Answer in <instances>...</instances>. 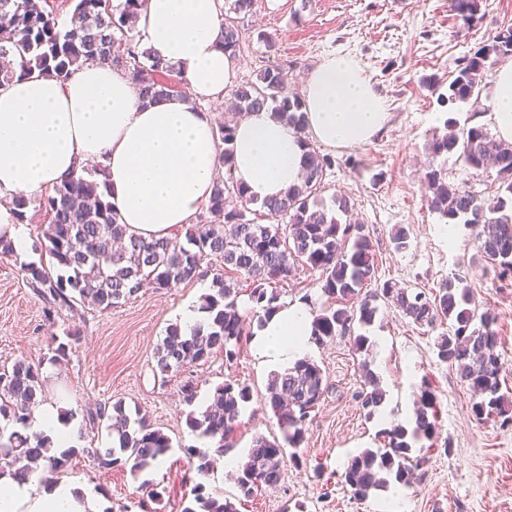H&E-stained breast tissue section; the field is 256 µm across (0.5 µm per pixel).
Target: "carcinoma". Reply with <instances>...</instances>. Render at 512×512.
Returning a JSON list of instances; mask_svg holds the SVG:
<instances>
[{"instance_id": "carcinoma-1", "label": "carcinoma", "mask_w": 512, "mask_h": 512, "mask_svg": "<svg viewBox=\"0 0 512 512\" xmlns=\"http://www.w3.org/2000/svg\"><path fill=\"white\" fill-rule=\"evenodd\" d=\"M227 2L221 43L234 59L243 48L244 21L255 13L258 0ZM448 5L465 21L480 11V0H448ZM142 6L143 0H76V22L62 30L52 14L33 0H0V85L35 72L65 80L84 62L103 59L124 69L142 97L150 101L175 93V86L165 80L174 70L171 64L152 58L136 43L122 54L117 51ZM510 56L512 26L501 28L466 59L448 85L445 101L456 105L478 98L487 63ZM287 84L285 68L267 66L256 80L244 81L233 90L229 109L237 113L269 109L302 137L306 129L302 100L286 93ZM218 135L224 143L219 160L227 178L216 182L207 216L186 233L184 243L175 237L147 241L128 233L107 200L102 168L72 176L36 201L16 198L22 220L32 205L45 212L48 224L40 246L63 269L54 277L42 267H28L26 274L33 287L53 304L106 311L145 285L168 291L203 276L202 263L209 259L250 283L249 298L266 317L281 306L277 285L306 267L320 273L323 295L340 303L314 315L315 342L332 341L355 323L370 325L380 300L399 308L420 327L433 328L437 321L448 320L450 329L434 340L437 359L454 368L460 381L474 392L470 412L475 419H497L503 426H512V401L501 393L502 365L492 329L496 317L472 308L470 289H460L449 280L429 297L385 281L374 290L363 291L378 275L365 225L347 219L354 208L349 197L335 196L329 205L319 199L321 184L335 166L334 158L308 146L301 183L280 198L259 203L231 174L235 128L229 123L220 125ZM425 152L429 208L450 224L461 220L471 226L481 257L497 270L499 278H512V142L494 137L482 124L459 129L447 121L445 133L433 136ZM444 154L457 155L466 168L476 172L490 164L496 167L495 195L487 197L449 183L437 164ZM264 218L268 223H261ZM237 294L233 278L214 274L212 292L201 305L206 321L188 332L177 323L166 329L156 350L159 370L177 375L217 352L224 354L225 362H234L243 343L254 336L238 311ZM363 371L365 382L358 401L372 414L385 401L386 392L371 369L365 366ZM324 390L323 370L308 357L271 376L264 406L277 419L283 440L255 437L239 465L237 485L244 497L262 487H278L285 462L302 465L299 454L288 455L285 447L296 449L304 442L305 427ZM43 397L39 367L17 360L0 369V417L11 426L9 431L0 430V475L7 472L26 480L35 472L31 464L38 461L42 472L59 474L81 451L91 454L103 469L131 461L132 469L143 471L171 448L170 438L161 429L143 416L130 419L124 405L117 402L101 404L88 416L92 423L106 421L112 446L91 450L72 446L58 451L49 438L31 431L34 409ZM249 401L248 386L226 381L199 410L187 414V426L215 441L214 452L222 454L224 439L233 433L236 418ZM437 433L435 395L426 389L416 402L412 429L396 425L384 434V450L366 449L349 460L344 482L353 498L363 500L373 491L387 489L392 481L409 484L416 480L421 460L409 456L410 440H432ZM192 494L194 506L183 512H237L232 502L206 492L201 481L194 484Z\"/></svg>"}]
</instances>
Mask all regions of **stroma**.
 Wrapping results in <instances>:
<instances>
[{
    "label": "stroma",
    "mask_w": 512,
    "mask_h": 512,
    "mask_svg": "<svg viewBox=\"0 0 512 512\" xmlns=\"http://www.w3.org/2000/svg\"><path fill=\"white\" fill-rule=\"evenodd\" d=\"M247 26L251 36L233 62V84L279 64L289 67V88L298 94L324 58L345 53L387 99L391 117L380 132L365 144L333 149L337 165L326 177L321 197L327 202L341 194L351 198L355 218L371 237L379 281L432 294L457 277L473 291L476 307L496 316L501 391L511 395L512 282H499L480 258L471 227H448L430 211L422 177L425 145L446 119L462 126L490 124L496 66L484 71L478 104L453 106L443 97L458 59L472 56L496 30L512 26V0H483L469 24L449 11L448 0H310L306 5L301 0H260ZM261 30L275 37V52H266L255 39ZM46 222L43 212L29 209L26 254H0V367L19 359L39 365L45 404L61 412L75 410L71 424L82 433L76 444L83 453L65 475L95 483L107 512H183L196 479V462L188 451L206 447L186 425L190 408L180 392L183 377L194 380L201 404L224 382L250 386L252 399L241 410L228 449L240 462L256 436L281 434L263 405L272 371L249 345L233 363L217 354L182 377L157 369L155 353L167 327L179 322L185 308H199L212 288L208 276L168 292L143 289L104 312L49 309L25 272L31 265L55 267L40 246ZM401 227L409 239L398 250L392 235ZM278 289L285 304L300 301L314 311L329 304L316 272L303 268ZM445 330L442 323L432 329L416 326L383 303L372 325L353 326L326 345L312 346L309 356L322 368L326 389L299 449L303 466L285 465L276 489H258L247 499L229 473L221 478L208 474V491L229 499L238 512H389L384 492L354 499L343 478L352 456L383 445L379 415H367L356 399L366 363L386 393L384 407L392 424L412 427L423 387H431L437 397L438 434L423 448L411 450L424 463L420 482L405 490L403 512H512V428L473 419L471 391L434 354L435 337ZM358 334L368 336L369 350L355 349ZM74 335L80 342L68 361L54 363L57 343ZM108 402L122 403L130 418L146 417L170 437L171 448L160 463L139 473L127 465L98 467L88 451L108 445L110 438L105 427L89 423L88 415ZM152 484L163 489L162 501L149 499Z\"/></svg>",
    "instance_id": "obj_1"
}]
</instances>
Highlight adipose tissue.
Instances as JSON below:
<instances>
[{
	"label": "adipose tissue",
	"mask_w": 512,
	"mask_h": 512,
	"mask_svg": "<svg viewBox=\"0 0 512 512\" xmlns=\"http://www.w3.org/2000/svg\"><path fill=\"white\" fill-rule=\"evenodd\" d=\"M224 0H146L136 22L141 48L175 66L187 96L142 99L108 63L86 64L67 80L31 74L0 87V240L27 250L13 197L43 194L88 163L106 171L108 200L129 233L169 236L210 202L219 176V138L197 102L223 97L233 76L221 46ZM491 118L512 141V65L495 75ZM306 126L332 148L361 145L389 120L388 104L346 55L326 58L303 92ZM305 147L270 112L236 126L231 173L257 201L283 195L300 181ZM313 314L282 306L252 339L256 357L286 370L311 349ZM0 512H102L95 484L75 478L35 490L33 481L0 477Z\"/></svg>",
	"instance_id": "ef3b65f1"
}]
</instances>
